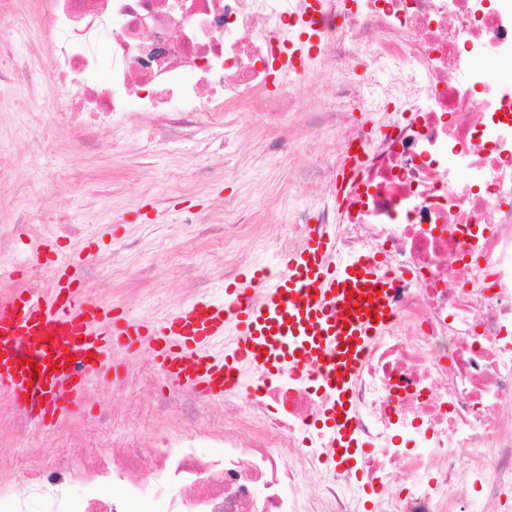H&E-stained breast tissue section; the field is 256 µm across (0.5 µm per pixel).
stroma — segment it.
Segmentation results:
<instances>
[{
	"mask_svg": "<svg viewBox=\"0 0 512 512\" xmlns=\"http://www.w3.org/2000/svg\"><path fill=\"white\" fill-rule=\"evenodd\" d=\"M42 28L43 0H14L12 11L0 15V31L7 35L0 70L13 76L0 83V158L12 165L0 183V297L26 285L31 243L14 219L32 198L44 218L39 239L75 258L81 271H93L84 294L134 319H159L203 293L220 297L225 263L244 269L271 260L265 242L285 231L292 206H277L259 220L255 203L276 195L291 177L287 160L266 145L278 128L295 122V114L272 122L249 112L227 126L204 118L192 140L153 146L142 130L100 151L79 142L69 123L50 122L28 80L51 53ZM49 173L59 185L45 194L41 186ZM227 197L238 203L235 218L244 233L226 250L201 243L194 271L185 272L176 252L190 220L208 222ZM151 398L146 388L116 394L111 384L92 379L83 398L87 420L33 433L18 429L16 406L0 396V454L16 458L32 448L111 441L124 427L129 403L144 405ZM96 409L104 411L103 423L90 420Z\"/></svg>",
	"mask_w": 512,
	"mask_h": 512,
	"instance_id": "1",
	"label": "stroma"
}]
</instances>
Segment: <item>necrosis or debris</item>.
<instances>
[{"instance_id":"4bbe7bcc","label":"necrosis or debris","mask_w":512,"mask_h":512,"mask_svg":"<svg viewBox=\"0 0 512 512\" xmlns=\"http://www.w3.org/2000/svg\"><path fill=\"white\" fill-rule=\"evenodd\" d=\"M52 119L84 139L122 118L162 140L218 121L288 76L330 69L299 120L338 131L336 159L276 253L329 232L337 258L379 263L395 318L352 389L363 447L332 466L330 393L284 373L209 398L169 384L155 426L129 412L116 445L0 463V512H502L512 500V0H43ZM383 47H376L375 36ZM376 80L379 92L365 97ZM224 451L206 455L205 442Z\"/></svg>"}]
</instances>
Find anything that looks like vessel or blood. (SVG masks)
<instances>
[{
    "label": "vessel or blood",
    "mask_w": 512,
    "mask_h": 512,
    "mask_svg": "<svg viewBox=\"0 0 512 512\" xmlns=\"http://www.w3.org/2000/svg\"><path fill=\"white\" fill-rule=\"evenodd\" d=\"M53 273L49 294L17 290L0 300V395L22 407L39 403L42 426L80 408L87 378L117 375L113 348H148L169 380L213 399L238 386L247 368L271 377L316 373L336 398L322 418L339 445L332 462L346 463L357 448L350 385L395 310L373 262L337 261L330 235L290 255L283 273L246 269L225 283L223 299L188 305L159 323L117 315L79 293L70 259H55ZM228 336L230 351L220 347ZM54 339L69 343L71 359L51 351ZM31 362L37 373H29Z\"/></svg>",
    "instance_id": "vessel-or-blood-1"
}]
</instances>
